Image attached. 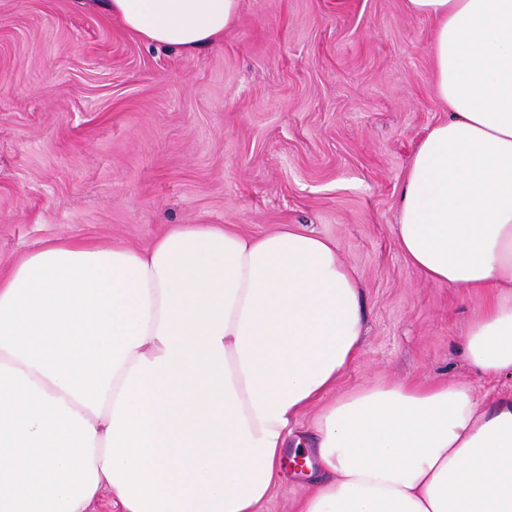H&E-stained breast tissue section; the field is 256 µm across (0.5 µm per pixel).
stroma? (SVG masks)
Instances as JSON below:
<instances>
[{
  "label": "stroma",
  "instance_id": "35a3bbf8",
  "mask_svg": "<svg viewBox=\"0 0 512 512\" xmlns=\"http://www.w3.org/2000/svg\"><path fill=\"white\" fill-rule=\"evenodd\" d=\"M432 27L406 0H240L221 41L184 53L75 0H0V271L53 240L142 250L174 224H292L334 239L362 288L338 392L511 396L460 351L481 298L422 280L393 234L415 144L446 117ZM308 481L285 468L258 512H295Z\"/></svg>",
  "mask_w": 512,
  "mask_h": 512
}]
</instances>
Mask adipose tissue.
I'll return each mask as SVG.
<instances>
[{
	"label": "adipose tissue",
	"mask_w": 512,
	"mask_h": 512,
	"mask_svg": "<svg viewBox=\"0 0 512 512\" xmlns=\"http://www.w3.org/2000/svg\"><path fill=\"white\" fill-rule=\"evenodd\" d=\"M146 42L220 40L238 0H80ZM432 18L448 117L406 168L399 250L483 298L468 365L512 376V0H407ZM335 240L176 224L144 250L56 240L0 276V512H257L289 445L298 512H512V396L461 382L336 393L364 339ZM320 412L299 430L303 413Z\"/></svg>",
	"instance_id": "obj_1"
}]
</instances>
